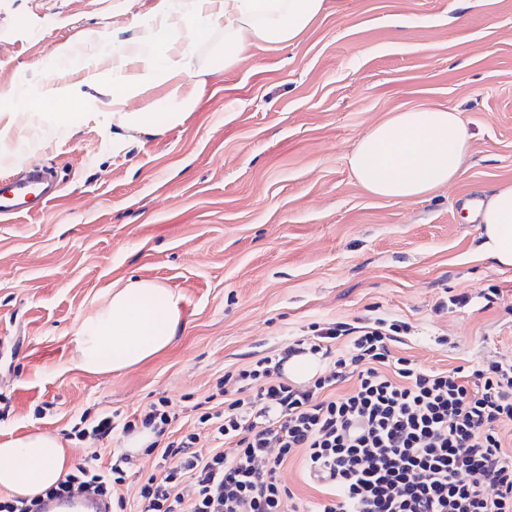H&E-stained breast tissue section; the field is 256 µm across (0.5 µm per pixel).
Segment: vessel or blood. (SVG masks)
I'll use <instances>...</instances> for the list:
<instances>
[{
	"label": "vessel or blood",
	"mask_w": 512,
	"mask_h": 512,
	"mask_svg": "<svg viewBox=\"0 0 512 512\" xmlns=\"http://www.w3.org/2000/svg\"><path fill=\"white\" fill-rule=\"evenodd\" d=\"M57 193L56 185L46 178L41 169H28L25 177L0 184V222L38 214Z\"/></svg>",
	"instance_id": "vessel-or-blood-1"
}]
</instances>
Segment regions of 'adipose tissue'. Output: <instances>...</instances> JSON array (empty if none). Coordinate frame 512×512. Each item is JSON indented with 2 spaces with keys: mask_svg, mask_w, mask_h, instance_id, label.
<instances>
[{
  "mask_svg": "<svg viewBox=\"0 0 512 512\" xmlns=\"http://www.w3.org/2000/svg\"><path fill=\"white\" fill-rule=\"evenodd\" d=\"M324 0H161L158 15L172 31L216 24L224 26L219 57L233 70L251 45L292 44L320 15ZM127 72L114 74L113 142L121 147L140 137L164 135L181 124L205 87L193 65L191 48L166 42L144 54L128 46ZM163 89L168 108L158 121L151 106L130 108L131 100ZM469 152L461 112L419 108L393 114L369 129L355 144L349 165L358 183L371 194L399 200L419 198L448 186L460 175ZM483 253L501 266H512V183L480 201ZM182 326L180 297L162 283L131 279L113 289L106 304L89 314L76 338L74 362L89 373H110L134 366L166 348ZM70 460L61 439L37 432L0 444V490L34 498L56 485Z\"/></svg>",
  "mask_w": 512,
  "mask_h": 512,
  "instance_id": "1",
  "label": "adipose tissue"
}]
</instances>
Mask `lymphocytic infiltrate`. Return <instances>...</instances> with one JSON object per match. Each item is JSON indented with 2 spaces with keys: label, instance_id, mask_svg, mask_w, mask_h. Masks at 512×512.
Returning a JSON list of instances; mask_svg holds the SVG:
<instances>
[{
  "label": "lymphocytic infiltrate",
  "instance_id": "lymphocytic-infiltrate-1",
  "mask_svg": "<svg viewBox=\"0 0 512 512\" xmlns=\"http://www.w3.org/2000/svg\"><path fill=\"white\" fill-rule=\"evenodd\" d=\"M406 324H324L216 383L218 402L198 429L182 431L167 398L140 415L80 416L78 440L153 432L143 453L155 470L140 487L143 512H512V446L498 430L512 420V363L425 370L391 347ZM311 353L333 368L308 384L284 363ZM358 367L346 392L336 390ZM348 381V380H347ZM134 455L84 465L31 500L0 496V512H40L44 500L89 492L119 512ZM298 464L306 492L276 475Z\"/></svg>",
  "mask_w": 512,
  "mask_h": 512
}]
</instances>
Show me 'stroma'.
<instances>
[{
    "label": "stroma",
    "instance_id": "1",
    "mask_svg": "<svg viewBox=\"0 0 512 512\" xmlns=\"http://www.w3.org/2000/svg\"><path fill=\"white\" fill-rule=\"evenodd\" d=\"M159 2L0 0V179L39 164L60 183L41 213L0 223V442L52 433L75 466L82 412L161 397L191 429L217 377L316 322H407L394 351L427 370L512 360V267L481 253L472 211L512 183V0H325L293 44L251 46L230 72L223 27L206 29L183 124L115 148L97 93L55 127L45 94L108 82L128 44L152 51ZM427 105L463 114L461 174L411 201L371 195L355 143ZM131 278L180 295L181 330L123 371L76 368L84 318Z\"/></svg>",
    "mask_w": 512,
    "mask_h": 512
}]
</instances>
